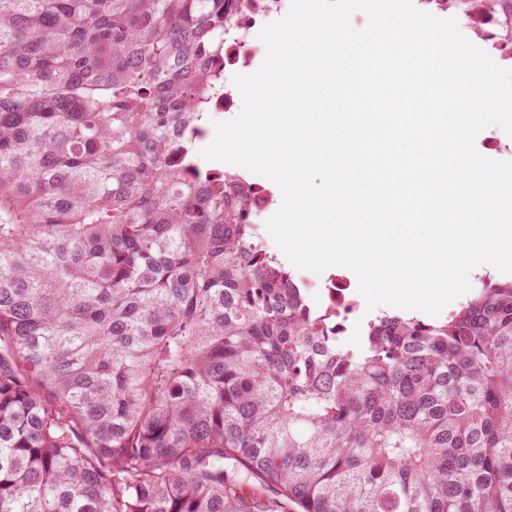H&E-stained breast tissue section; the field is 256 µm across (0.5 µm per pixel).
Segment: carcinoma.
Masks as SVG:
<instances>
[{"label": "carcinoma", "instance_id": "carcinoma-1", "mask_svg": "<svg viewBox=\"0 0 512 512\" xmlns=\"http://www.w3.org/2000/svg\"><path fill=\"white\" fill-rule=\"evenodd\" d=\"M231 11L0 0V512H512V279L340 343L200 156Z\"/></svg>", "mask_w": 512, "mask_h": 512}]
</instances>
